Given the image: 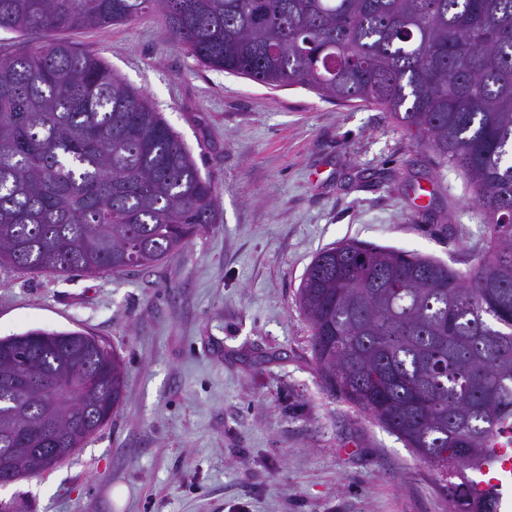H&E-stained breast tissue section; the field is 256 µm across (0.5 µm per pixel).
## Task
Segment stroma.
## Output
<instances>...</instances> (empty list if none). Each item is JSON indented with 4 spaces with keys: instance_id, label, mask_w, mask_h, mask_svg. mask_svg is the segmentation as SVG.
I'll use <instances>...</instances> for the list:
<instances>
[{
    "instance_id": "stroma-1",
    "label": "stroma",
    "mask_w": 512,
    "mask_h": 512,
    "mask_svg": "<svg viewBox=\"0 0 512 512\" xmlns=\"http://www.w3.org/2000/svg\"><path fill=\"white\" fill-rule=\"evenodd\" d=\"M65 39L161 112L220 221L148 268L0 264V336L82 330L126 372L112 419L0 499L19 512H448L435 468L324 388L296 291L346 240L466 270L487 235L463 176L371 105L203 68L157 14Z\"/></svg>"
}]
</instances>
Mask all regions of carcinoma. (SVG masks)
I'll list each match as a JSON object with an SVG mask.
<instances>
[{
	"label": "carcinoma",
	"instance_id": "obj_1",
	"mask_svg": "<svg viewBox=\"0 0 512 512\" xmlns=\"http://www.w3.org/2000/svg\"><path fill=\"white\" fill-rule=\"evenodd\" d=\"M159 16L204 67L390 113L460 172L488 248L461 271L359 241L318 253L297 290L325 387L441 471L448 512L512 420V0H0V30L49 38L0 55V263L53 273L149 267L219 222L212 183L160 113L64 31ZM0 464H61L112 419L123 360L80 330L0 337ZM51 426L31 437L28 420Z\"/></svg>",
	"mask_w": 512,
	"mask_h": 512
}]
</instances>
